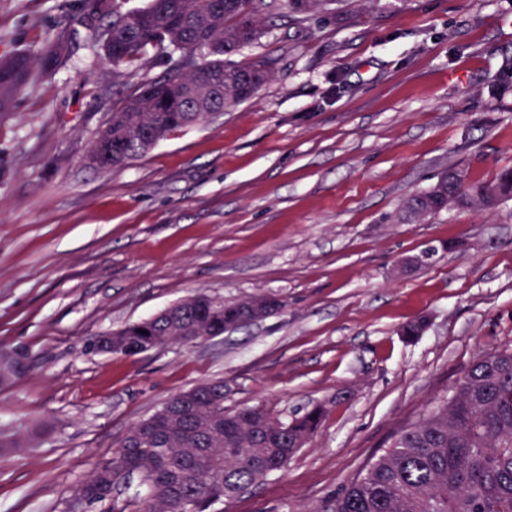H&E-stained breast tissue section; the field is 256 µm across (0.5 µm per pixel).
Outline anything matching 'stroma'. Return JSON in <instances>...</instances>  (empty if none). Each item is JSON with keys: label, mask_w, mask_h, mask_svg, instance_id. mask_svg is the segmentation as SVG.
Returning a JSON list of instances; mask_svg holds the SVG:
<instances>
[{"label": "stroma", "mask_w": 512, "mask_h": 512, "mask_svg": "<svg viewBox=\"0 0 512 512\" xmlns=\"http://www.w3.org/2000/svg\"><path fill=\"white\" fill-rule=\"evenodd\" d=\"M84 0H0V57L39 58ZM243 62L272 79L229 112L115 169L89 149L163 61L115 78L88 36L0 116V346L36 359L0 392V431L52 428L0 455V512H67L93 466L173 394L220 379L224 406L324 416L284 471L221 512H307L448 394L481 353L512 348V200L424 223L404 200L448 168H512V0H351L331 23L259 19ZM432 250L425 265L399 262ZM273 294L258 325L144 354L97 335L188 296ZM427 318L420 336L406 324Z\"/></svg>", "instance_id": "1"}]
</instances>
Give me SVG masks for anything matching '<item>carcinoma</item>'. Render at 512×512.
Masks as SVG:
<instances>
[{"mask_svg":"<svg viewBox=\"0 0 512 512\" xmlns=\"http://www.w3.org/2000/svg\"><path fill=\"white\" fill-rule=\"evenodd\" d=\"M86 2L83 25L115 75L147 69L158 55L169 62L163 74L124 97L99 132L89 151L98 168L127 164L168 135L213 114V106L224 111L250 99L243 88L257 90L270 79L269 62L240 64L232 57L257 41L259 12L279 15L282 0H147L134 8L125 7L127 0ZM337 2L288 0V9L297 21L311 13L331 19ZM64 51L61 41L48 45L42 67L58 62ZM33 74L34 62L27 54L0 59V114L11 111L14 93ZM443 188L448 201L461 208H492L512 198V171L486 183L473 176L466 180L452 167L406 200L404 219L420 223V214L430 218L444 211L439 201ZM240 304L238 299L222 300L213 308L206 302L203 316L191 315L181 324L153 317L108 336L126 355L190 343L192 326L199 327V338L222 332L225 317ZM32 368L25 349L0 346V389ZM203 395L223 410L225 429L183 443L177 433L200 425L197 405ZM164 406L175 411L171 435L159 434L144 444L143 423L131 426L112 458L96 464L76 489L87 507L110 501L112 512H123L112 492L137 471L146 485L140 512H167L175 499L189 503L192 512H213L215 505L282 471L288 439L307 441L323 415L322 408L314 407L282 422L267 412L261 434L252 427L256 408L224 409L222 381L180 391ZM313 512H512V349L478 355L449 395L401 426L382 454Z\"/></svg>","mask_w":512,"mask_h":512,"instance_id":"1","label":"carcinoma"}]
</instances>
